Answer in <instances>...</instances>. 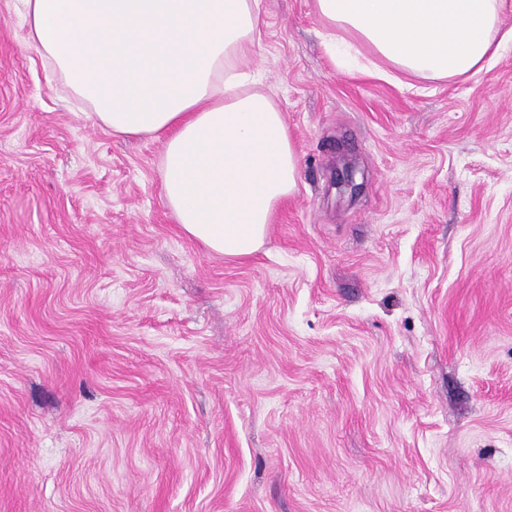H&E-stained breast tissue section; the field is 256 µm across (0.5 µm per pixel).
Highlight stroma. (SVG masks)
I'll use <instances>...</instances> for the list:
<instances>
[{
    "label": "stroma",
    "instance_id": "35a3bbf8",
    "mask_svg": "<svg viewBox=\"0 0 512 512\" xmlns=\"http://www.w3.org/2000/svg\"><path fill=\"white\" fill-rule=\"evenodd\" d=\"M260 10L300 178L232 259L0 0V512H512V46L389 81Z\"/></svg>",
    "mask_w": 512,
    "mask_h": 512
}]
</instances>
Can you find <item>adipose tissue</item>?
Listing matches in <instances>:
<instances>
[{
    "label": "adipose tissue",
    "instance_id": "adipose-tissue-1",
    "mask_svg": "<svg viewBox=\"0 0 512 512\" xmlns=\"http://www.w3.org/2000/svg\"><path fill=\"white\" fill-rule=\"evenodd\" d=\"M31 45L112 133L164 141L162 190L182 231L209 251L260 250L297 187L299 158L241 60L260 0H22ZM397 69L471 77L497 49L503 0H313Z\"/></svg>",
    "mask_w": 512,
    "mask_h": 512
}]
</instances>
